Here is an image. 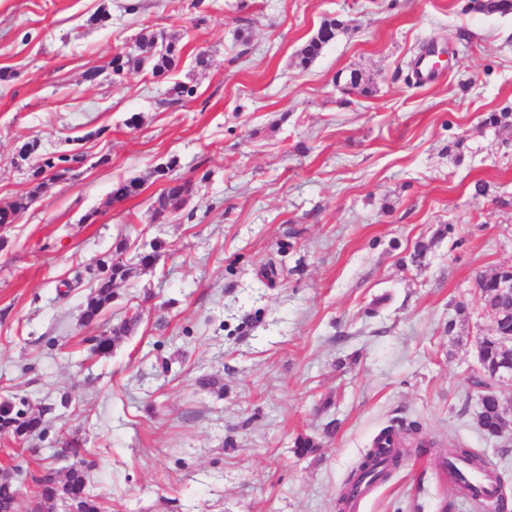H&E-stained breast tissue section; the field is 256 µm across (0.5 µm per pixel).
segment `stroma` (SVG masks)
Instances as JSON below:
<instances>
[{
	"instance_id": "1",
	"label": "stroma",
	"mask_w": 512,
	"mask_h": 512,
	"mask_svg": "<svg viewBox=\"0 0 512 512\" xmlns=\"http://www.w3.org/2000/svg\"><path fill=\"white\" fill-rule=\"evenodd\" d=\"M468 4L0 0V210L32 189L39 158L85 156L0 226V400L48 408L41 436L0 438V465L26 482L64 471L77 439L108 512H336L374 438L415 424L430 449L360 512H489L451 488L441 450L457 442L486 456L512 512V430L481 431L471 385L492 332L475 278L512 265V126L482 123L512 113V14ZM328 18L344 30L297 66ZM160 32L180 37L177 71L113 73ZM436 40L452 65L420 82ZM354 69L372 95L343 91ZM177 82L192 99L174 100ZM172 158L194 189L160 218L156 170ZM121 179L141 189L115 202ZM121 239L132 275L83 325L97 261ZM152 239L164 248L146 269ZM136 311L134 333L90 354ZM301 435L319 444L302 458Z\"/></svg>"
}]
</instances>
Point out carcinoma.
<instances>
[{
	"label": "carcinoma",
	"instance_id": "carcinoma-1",
	"mask_svg": "<svg viewBox=\"0 0 512 512\" xmlns=\"http://www.w3.org/2000/svg\"><path fill=\"white\" fill-rule=\"evenodd\" d=\"M474 8L480 12L500 14L512 13V0H473ZM344 23L336 18L324 21L298 52L299 65H310L322 52L324 47L336 37V31ZM182 60V46L180 38L175 34L168 36L141 37L137 40L136 49L112 59V71L121 74L126 70H140L148 65L152 74L156 76L169 73L176 68ZM347 86L353 91L370 96L373 88L368 80L358 72H351L346 78ZM83 160L78 154H51L42 159L32 168L31 178L36 181L34 189L26 195L20 196L8 211L0 212V225L7 223V219L27 210L46 184L43 173L52 172V179L62 180L73 170L74 164ZM138 184L134 180H119L113 184L111 197L114 201H122L136 195ZM190 182L175 181L169 184L156 200L155 212L158 215L176 212L182 207L184 196L191 193ZM127 243L119 241L115 246L112 257L99 260V275L94 281L90 292L86 296L82 309V322L86 325L97 322L117 297L116 284L127 280L131 275V268L122 262V255L126 251ZM163 244L157 240L142 245L140 263L144 267L155 264ZM512 280V266H502L491 275H479L476 278V287L484 304H500L507 306V301L499 294L500 286L507 280ZM140 320V313L136 312L112 327V335L106 334L94 338L91 352L98 356H105L111 352L114 344L127 336ZM512 336V316L502 312L495 322L494 333L480 338L477 342L478 361L483 373L475 381L480 389L481 401L477 421L480 429L488 436L499 437L504 432L506 411L502 406L501 398L496 390L491 376L498 369L512 366V349L504 348L502 339ZM44 411L34 412L30 409L15 408L14 403L6 399L0 402V436L6 435L15 440L28 436L39 435L44 431L42 417ZM392 441L391 448L382 455L378 451L381 441ZM403 440L400 434L392 429L384 430L376 439L374 449L368 451L356 469L348 477L344 490L345 494L338 499L340 508H346L347 496L352 494L361 485L373 486L386 480L398 467L400 462L399 441ZM448 474L452 481L463 493L473 499H479L478 492L470 490L469 476L476 474V470L489 471L483 457L470 448L459 446L448 449L446 457ZM88 465L84 459L73 463L63 477L55 475L53 469L46 468L39 476L32 477L34 494L39 500V512H56L58 506L71 507L73 512H106L101 499L87 490ZM23 493L20 487L7 473H0V512H19Z\"/></svg>",
	"mask_w": 512,
	"mask_h": 512
}]
</instances>
